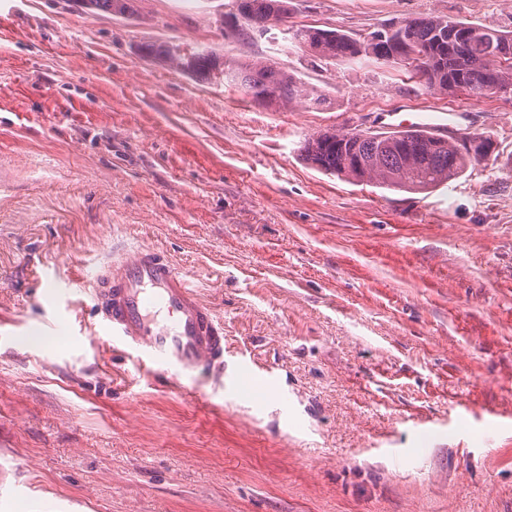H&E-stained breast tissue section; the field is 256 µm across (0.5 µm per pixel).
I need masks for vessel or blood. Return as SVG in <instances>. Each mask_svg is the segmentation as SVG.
<instances>
[{
    "label": "vessel or blood",
    "mask_w": 512,
    "mask_h": 512,
    "mask_svg": "<svg viewBox=\"0 0 512 512\" xmlns=\"http://www.w3.org/2000/svg\"><path fill=\"white\" fill-rule=\"evenodd\" d=\"M97 304L110 335L162 368L176 390L184 375L209 376L224 361L223 325L164 252L147 248L113 263Z\"/></svg>",
    "instance_id": "b4317fda"
}]
</instances>
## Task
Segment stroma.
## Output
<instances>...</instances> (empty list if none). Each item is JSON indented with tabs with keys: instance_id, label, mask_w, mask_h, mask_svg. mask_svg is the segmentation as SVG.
<instances>
[{
	"instance_id": "35a3bbf8",
	"label": "stroma",
	"mask_w": 512,
	"mask_h": 512,
	"mask_svg": "<svg viewBox=\"0 0 512 512\" xmlns=\"http://www.w3.org/2000/svg\"><path fill=\"white\" fill-rule=\"evenodd\" d=\"M290 2L362 35L431 14L512 30V0ZM238 13L0 0V512H512V94L244 40ZM155 42L271 61L325 102L258 104L139 53ZM466 105L456 140L492 152L426 190L302 151ZM143 247L224 325V373L189 395L112 345L82 287Z\"/></svg>"
}]
</instances>
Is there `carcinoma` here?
<instances>
[{
    "mask_svg": "<svg viewBox=\"0 0 512 512\" xmlns=\"http://www.w3.org/2000/svg\"><path fill=\"white\" fill-rule=\"evenodd\" d=\"M84 5L92 13L132 11V0H84ZM289 7V0H240L245 27L239 35H249L257 23ZM370 36L368 43L351 32L302 26L291 43L326 61L382 66L401 63L399 52L421 46L429 52L431 75L420 83L431 91L483 98L501 89L512 90V56H499L504 49L512 52V30L431 15L384 25ZM139 51L157 62L175 63L201 79L225 73L261 103L309 107L324 103L317 89L270 62H230L207 49L181 55L164 43H146ZM489 150L490 143L483 137L477 144L471 137L455 143L421 130L397 133L391 148L378 135L356 130L327 131L303 146L306 159L326 172L420 190L459 177L470 164L486 160Z\"/></svg>",
    "mask_w": 512,
    "mask_h": 512,
    "instance_id": "carcinoma-1",
    "label": "carcinoma"
}]
</instances>
